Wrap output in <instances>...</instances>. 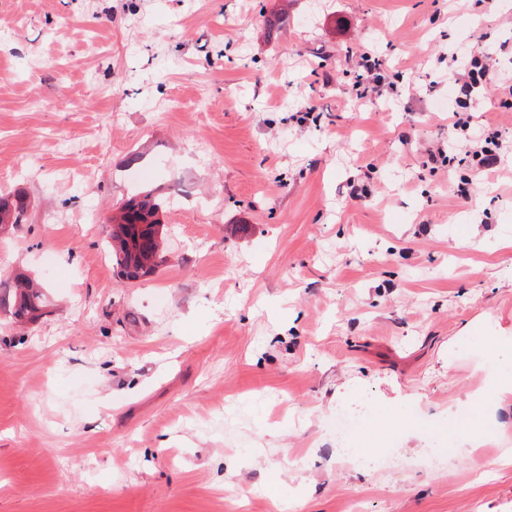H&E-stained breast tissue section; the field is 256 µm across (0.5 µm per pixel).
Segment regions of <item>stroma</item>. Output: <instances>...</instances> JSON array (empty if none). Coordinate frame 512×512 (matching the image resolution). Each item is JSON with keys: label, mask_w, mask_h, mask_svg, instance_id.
<instances>
[{"label": "stroma", "mask_w": 512, "mask_h": 512, "mask_svg": "<svg viewBox=\"0 0 512 512\" xmlns=\"http://www.w3.org/2000/svg\"><path fill=\"white\" fill-rule=\"evenodd\" d=\"M512 0H0V512H512L511 95L500 170L460 153L451 52L512 70ZM395 92L356 99L363 52ZM365 187L355 198L351 185ZM166 199L168 261L123 282L108 218ZM471 427L433 442L413 413ZM368 408L362 462L331 425ZM397 434L396 464L379 456ZM29 202L21 192L0 195V230L24 224ZM2 308L7 309L16 321H33L44 313L46 296L39 283L19 276L12 291L0 293Z\"/></svg>", "instance_id": "obj_1"}]
</instances>
